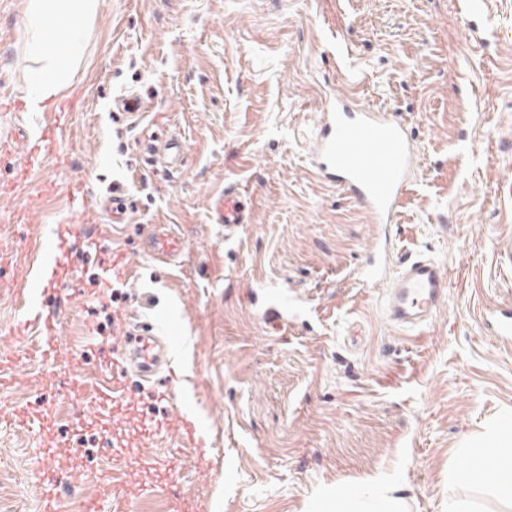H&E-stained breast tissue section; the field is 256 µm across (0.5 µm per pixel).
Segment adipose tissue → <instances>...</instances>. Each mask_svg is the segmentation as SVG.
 <instances>
[{
    "instance_id": "obj_1",
    "label": "adipose tissue",
    "mask_w": 512,
    "mask_h": 512,
    "mask_svg": "<svg viewBox=\"0 0 512 512\" xmlns=\"http://www.w3.org/2000/svg\"><path fill=\"white\" fill-rule=\"evenodd\" d=\"M97 0H30L27 22L30 49L38 66L28 77L26 104L30 111L41 110L43 104L58 98L68 83L71 59L83 48L85 28L96 10ZM65 17L66 27H58V17ZM472 463L456 472L457 482L478 483L485 461L498 467L496 494L512 501V423H501L475 444Z\"/></svg>"
}]
</instances>
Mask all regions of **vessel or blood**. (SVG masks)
<instances>
[{
  "label": "vessel or blood",
  "instance_id": "b4317fda",
  "mask_svg": "<svg viewBox=\"0 0 512 512\" xmlns=\"http://www.w3.org/2000/svg\"><path fill=\"white\" fill-rule=\"evenodd\" d=\"M63 126L57 109L46 114L39 132L28 133L19 127L7 136H0V159L11 156L17 145L28 149L30 158L54 155ZM311 164L329 182L342 186L352 198L363 204L374 223H391L397 213L413 165L414 149L403 125L396 119L368 108H352L341 98L329 99L320 114L310 144ZM211 223L233 230L250 223L251 210L246 196L234 189L214 195L208 202ZM142 255L159 262H169L183 252L178 235L162 227L145 235L140 241ZM40 274L21 276L15 283V294L26 315L32 316L40 329L42 356H50L57 338L59 319L46 313L42 301L48 289L60 287L52 278L61 260L60 255L38 246L33 252ZM362 284L386 282L385 315L399 328L413 330L432 319L448 296V275L435 260L417 257L400 264L397 272H389L381 261L367 263L360 273ZM483 325L496 340L512 341V305H490L483 315ZM177 347L171 337L144 332L138 346L128 356L112 359V370L92 379L87 387L95 393L100 406L123 403L129 395L124 378L127 365L140 372L154 366H173ZM98 496L109 500L112 512H131L130 501L120 487L118 478L103 481Z\"/></svg>",
  "mask_w": 512,
  "mask_h": 512
}]
</instances>
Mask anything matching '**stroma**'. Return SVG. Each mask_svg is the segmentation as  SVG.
Returning <instances> with one entry per match:
<instances>
[{"instance_id": "obj_1", "label": "stroma", "mask_w": 512, "mask_h": 512, "mask_svg": "<svg viewBox=\"0 0 512 512\" xmlns=\"http://www.w3.org/2000/svg\"><path fill=\"white\" fill-rule=\"evenodd\" d=\"M470 12L457 0H98L81 56L62 91L84 89L62 116L60 159L42 164L46 188L29 221L25 194L0 195V512H85L98 483L126 478L134 512H315L336 495L377 512L371 476L408 512H512L481 483L453 481L474 440L512 418V343L491 340L482 307L512 303V0ZM29 0H0V133L36 126L11 112L26 95ZM135 95L136 119L113 110ZM398 113L416 159L392 224L315 174L309 146L329 98ZM171 136L179 164L160 163ZM234 186L252 221L225 231L208 198ZM92 206L86 240L68 241L64 287L47 312L60 319L54 359L32 356L42 338L25 326L6 283L44 225L58 223L71 192ZM127 208L110 224L112 196ZM184 240V265L138 251L154 225ZM390 267L429 256L448 272V300L408 332L383 310L382 287L357 273L380 230ZM119 260L126 282L105 286ZM176 313L182 338L202 341L197 378L202 423L219 430L221 464L205 468L184 447L179 405L164 381L126 379L137 410L100 408L86 384L111 370L128 333ZM71 362L69 372L53 360ZM58 403L39 423L41 400ZM161 425L140 455L113 456L115 432ZM49 453L56 484L33 462ZM170 462L169 481L153 465Z\"/></svg>"}]
</instances>
